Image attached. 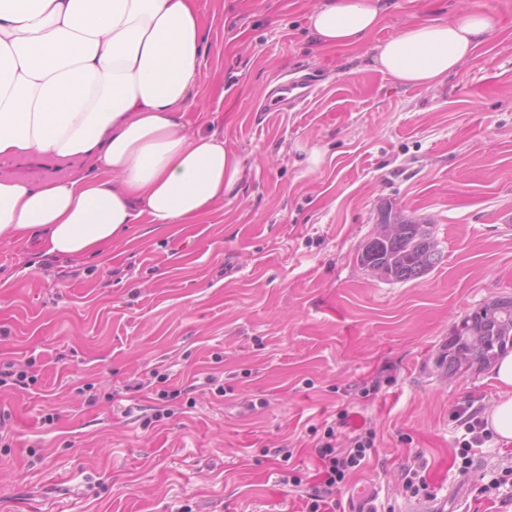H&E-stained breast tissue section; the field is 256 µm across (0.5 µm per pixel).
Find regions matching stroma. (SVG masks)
I'll return each instance as SVG.
<instances>
[{
    "label": "stroma",
    "mask_w": 512,
    "mask_h": 512,
    "mask_svg": "<svg viewBox=\"0 0 512 512\" xmlns=\"http://www.w3.org/2000/svg\"><path fill=\"white\" fill-rule=\"evenodd\" d=\"M321 0H197L205 56L189 129L208 115L246 161L239 196L185 224H134L99 255L51 269L34 242H0V360L37 380L0 390V512H291L288 466L309 473L325 425L376 433L341 512H410L400 473L423 466L434 504L466 512L508 462L499 441L451 469L456 408L491 412L488 369L447 379L451 329L512 295V0H389L356 50L320 45ZM498 11L493 35L442 84L401 87L373 48L423 18ZM322 75L292 112H266L279 76ZM319 149L323 161L306 159ZM71 164L0 158V179L40 181ZM430 225L443 261L389 281L356 260L384 210ZM196 384L156 421L150 371ZM294 446L291 462L274 448Z\"/></svg>",
    "instance_id": "35a3bbf8"
}]
</instances>
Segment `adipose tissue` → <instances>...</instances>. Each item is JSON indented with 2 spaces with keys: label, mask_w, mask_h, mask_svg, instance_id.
<instances>
[{
  "label": "adipose tissue",
  "mask_w": 512,
  "mask_h": 512,
  "mask_svg": "<svg viewBox=\"0 0 512 512\" xmlns=\"http://www.w3.org/2000/svg\"><path fill=\"white\" fill-rule=\"evenodd\" d=\"M382 20L380 0H323L307 16L320 43L351 49ZM499 29L494 11L467 8L404 27L373 60L399 86H435ZM204 39L194 0H0V156L79 162L62 177L0 180V240L31 236L46 254L81 257L139 220L181 224L238 196L244 159L183 121ZM491 378L488 423L507 443L512 352Z\"/></svg>",
  "instance_id": "adipose-tissue-1"
}]
</instances>
